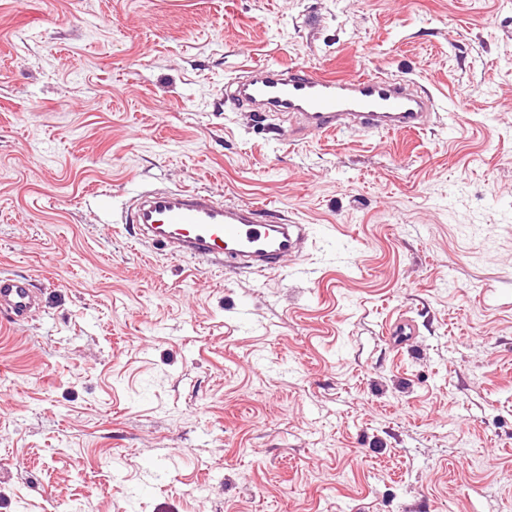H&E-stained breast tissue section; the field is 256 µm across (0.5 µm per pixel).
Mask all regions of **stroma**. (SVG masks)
<instances>
[{"instance_id": "35a3bbf8", "label": "stroma", "mask_w": 512, "mask_h": 512, "mask_svg": "<svg viewBox=\"0 0 512 512\" xmlns=\"http://www.w3.org/2000/svg\"><path fill=\"white\" fill-rule=\"evenodd\" d=\"M401 76L415 134L225 100ZM202 187L308 229L258 277L135 239ZM0 512H512V0H0ZM414 335L393 340L396 317ZM41 296L26 276L0 273V315L9 322H24L40 312Z\"/></svg>"}]
</instances>
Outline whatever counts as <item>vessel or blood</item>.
I'll use <instances>...</instances> for the list:
<instances>
[{
	"instance_id": "obj_1",
	"label": "vessel or blood",
	"mask_w": 512,
	"mask_h": 512,
	"mask_svg": "<svg viewBox=\"0 0 512 512\" xmlns=\"http://www.w3.org/2000/svg\"><path fill=\"white\" fill-rule=\"evenodd\" d=\"M229 98L265 112H284L300 132L394 134L425 129L433 93L384 76L338 77L297 65L247 69L226 89ZM127 222L140 240L172 255H190L262 275L301 255L302 227L266 223L256 206H228L204 188L148 193L131 204ZM41 296L29 277L0 273V317L33 319Z\"/></svg>"
}]
</instances>
